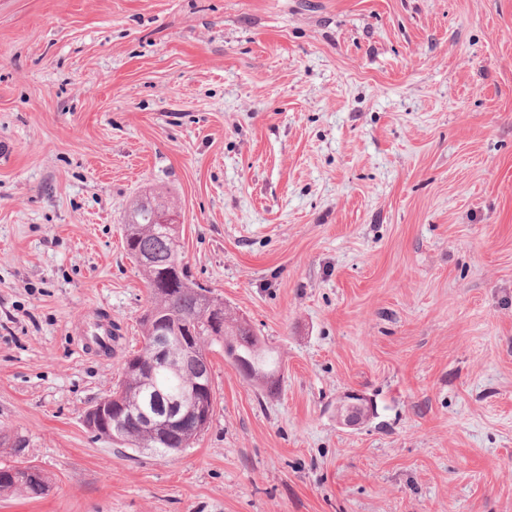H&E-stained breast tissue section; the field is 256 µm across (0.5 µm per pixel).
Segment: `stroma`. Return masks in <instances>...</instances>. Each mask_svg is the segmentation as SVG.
Instances as JSON below:
<instances>
[{
    "label": "stroma",
    "instance_id": "1",
    "mask_svg": "<svg viewBox=\"0 0 512 512\" xmlns=\"http://www.w3.org/2000/svg\"><path fill=\"white\" fill-rule=\"evenodd\" d=\"M152 187L284 362L165 457L83 419ZM0 433V512H512V0H0ZM356 397H359L355 394H348L344 397V400L336 406V415L341 423L347 426H353L358 421L367 418L369 416L371 410L370 406L365 403L366 409L362 411V413H354L351 410L354 407L363 408L362 400H357ZM0 467V496L24 495L38 498L50 490V480L42 469L31 470L23 462Z\"/></svg>",
    "mask_w": 512,
    "mask_h": 512
}]
</instances>
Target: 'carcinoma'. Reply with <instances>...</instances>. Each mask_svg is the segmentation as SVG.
Segmentation results:
<instances>
[{
  "label": "carcinoma",
  "instance_id": "1",
  "mask_svg": "<svg viewBox=\"0 0 512 512\" xmlns=\"http://www.w3.org/2000/svg\"><path fill=\"white\" fill-rule=\"evenodd\" d=\"M168 210L170 204L166 197L150 191L131 202L124 221L125 250L141 272L149 293V305L140 318L143 340L154 335L160 322L187 324L202 346V352L192 363L180 361V375H161L160 386L176 393L191 376L212 375L207 350L217 345L224 349V356L238 367L246 381L270 395L276 393L279 379L270 377L261 381L250 369L256 365L265 374L278 371L279 358L246 319L232 315L221 296L193 277L182 256L178 225L158 220V214ZM140 354L138 350L126 357L120 383L106 395L123 413L122 429L116 435L111 428L97 431L98 436L134 450L142 448L143 429L140 417L129 412V408L155 403V394L140 385L143 377L141 367L137 366ZM49 490L50 480L39 468L31 470L18 461L0 467V496L38 498Z\"/></svg>",
  "mask_w": 512,
  "mask_h": 512
}]
</instances>
